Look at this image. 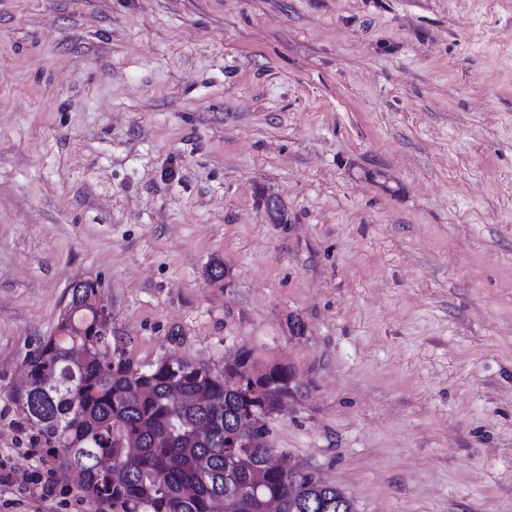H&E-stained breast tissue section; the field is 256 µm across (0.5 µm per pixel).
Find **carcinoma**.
Listing matches in <instances>:
<instances>
[{"mask_svg": "<svg viewBox=\"0 0 512 512\" xmlns=\"http://www.w3.org/2000/svg\"><path fill=\"white\" fill-rule=\"evenodd\" d=\"M101 282L71 289L58 333L32 352L29 383L17 398L36 443L55 468L81 474L79 493L92 512H224L229 487L260 486L237 512H263L275 500L281 512H354L336 486L309 473L285 472L263 443L233 448L228 417L242 407L224 370L165 357L143 369L109 362ZM291 371L274 366L259 375V403L268 413L291 394Z\"/></svg>", "mask_w": 512, "mask_h": 512, "instance_id": "carcinoma-1", "label": "carcinoma"}]
</instances>
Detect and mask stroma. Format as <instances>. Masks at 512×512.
I'll use <instances>...</instances> for the list:
<instances>
[{
    "mask_svg": "<svg viewBox=\"0 0 512 512\" xmlns=\"http://www.w3.org/2000/svg\"><path fill=\"white\" fill-rule=\"evenodd\" d=\"M80 280L355 512H512V0H0V512H89L12 399Z\"/></svg>",
    "mask_w": 512,
    "mask_h": 512,
    "instance_id": "obj_1",
    "label": "stroma"
}]
</instances>
